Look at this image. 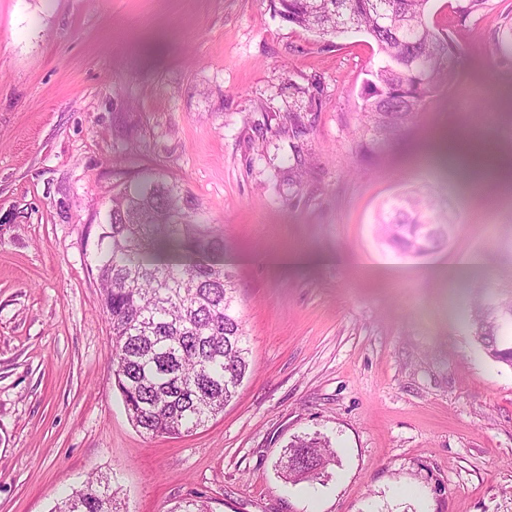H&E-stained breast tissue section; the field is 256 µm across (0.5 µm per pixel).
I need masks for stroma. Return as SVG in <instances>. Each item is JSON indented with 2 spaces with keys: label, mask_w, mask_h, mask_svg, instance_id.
Segmentation results:
<instances>
[{
  "label": "stroma",
  "mask_w": 512,
  "mask_h": 512,
  "mask_svg": "<svg viewBox=\"0 0 512 512\" xmlns=\"http://www.w3.org/2000/svg\"><path fill=\"white\" fill-rule=\"evenodd\" d=\"M276 0H0V512H52L90 475L124 512H512V369L459 317L512 293V191L445 159L512 162V0L429 20L461 55L392 138L361 106L381 62L360 33L289 24ZM153 172L202 204L237 261L251 372L180 437L129 420L90 251L113 189ZM426 187L456 231L413 259L374 225ZM477 253L482 267L448 269ZM330 475L287 483L294 437ZM451 153L463 165L471 171H480L485 165V155L483 151L472 143L463 140L453 139L450 142ZM336 451L320 435L296 437L286 446L280 461L286 479L292 482L324 476L326 467L335 462Z\"/></svg>",
  "instance_id": "stroma-1"
}]
</instances>
